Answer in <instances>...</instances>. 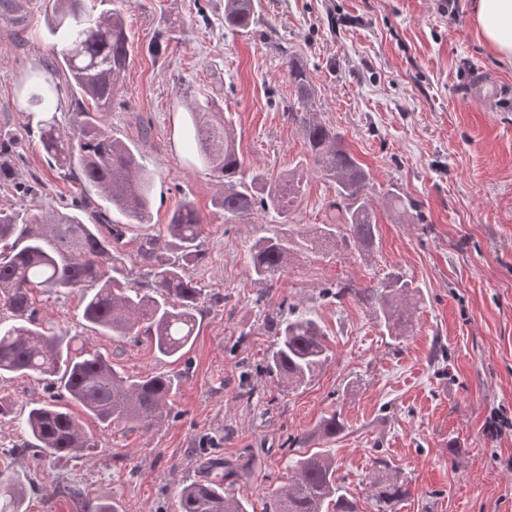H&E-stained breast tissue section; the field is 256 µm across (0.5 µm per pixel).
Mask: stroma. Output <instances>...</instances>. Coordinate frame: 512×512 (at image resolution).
<instances>
[{
	"label": "stroma",
	"instance_id": "obj_1",
	"mask_svg": "<svg viewBox=\"0 0 512 512\" xmlns=\"http://www.w3.org/2000/svg\"><path fill=\"white\" fill-rule=\"evenodd\" d=\"M15 2L0 0V132L20 159L13 181L0 185V207H67L85 187L49 169L41 111L18 98L62 46L45 22L50 0H25L21 14ZM254 2L246 33L225 29L224 0L115 2L132 61L105 121L156 180L151 223L126 224L121 249L137 260L143 238L158 234L184 200L203 219L204 260L192 274L208 301L184 356L161 359L146 344L95 334L80 319L79 293L34 291L43 318L121 371L177 376L171 414L148 430L105 429L69 403L97 448L82 459L47 460L13 454L24 435L0 418V469L23 486L25 512H79L72 485L117 512H173L179 487L206 473L199 448L215 447L225 462L248 466L237 492L248 512H264L289 453L331 455L346 494L360 502L381 454L409 480L400 512H512V63L483 44L471 0ZM162 27L168 47L150 52ZM292 57L312 78L319 120L370 174L378 239L368 252L351 243L296 253L279 280L266 282L247 256L272 218L257 211L228 223L213 207L224 182L197 159L187 105L210 97L219 110L201 112L200 122L231 118L244 172L302 174L292 228L330 223L335 190L287 115ZM34 177L42 192L16 190ZM392 191L418 203L422 223L398 222ZM395 275L419 288L413 325L400 336L357 297ZM341 283L353 295L325 297ZM292 304L316 318L332 351L295 391L261 369L269 322ZM495 411L511 426L492 438ZM333 412L344 429L321 437Z\"/></svg>",
	"mask_w": 512,
	"mask_h": 512
}]
</instances>
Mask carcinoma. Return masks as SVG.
Returning a JSON list of instances; mask_svg holds the SVG:
<instances>
[{
    "label": "carcinoma",
    "mask_w": 512,
    "mask_h": 512,
    "mask_svg": "<svg viewBox=\"0 0 512 512\" xmlns=\"http://www.w3.org/2000/svg\"><path fill=\"white\" fill-rule=\"evenodd\" d=\"M50 32L62 44L61 59L45 70L62 68L69 87L80 95L70 127L54 121L39 128V142L48 161L77 172L129 224L151 223L155 181L140 155L108 131L104 122L112 111L117 91L129 68L131 49L124 17L116 10L96 11L89 0H52ZM254 0H224V27L248 28ZM294 93L288 117L304 130L317 170L334 185L336 223L317 228L324 240L353 239L371 249L377 237L376 215L369 196L370 178L364 166L345 148L341 137L313 112L314 88L308 71L296 60L288 62ZM57 85L36 75L22 98L50 112ZM206 100L188 106L193 140L201 164L224 178V193L213 206L235 221L261 211L278 225L272 234L257 239L249 250V267L260 279L273 281L286 271L292 254L307 237L286 228L301 191L302 180L290 174L271 185L254 170L244 175L228 123L201 126L198 112L212 108ZM393 209L404 224H420L414 204L390 193ZM105 215L84 198L65 211L40 207L23 213L0 208V309L12 322L0 321V378L35 375L52 390L49 399L31 404L17 414L25 435L24 451L42 458L86 457L98 448L67 411L74 401L83 405L103 427L124 423L148 428L171 412L176 379L166 374L130 376L112 366L108 355L72 349V338L43 324L31 291L82 293L81 320L100 336L120 341L145 340L165 358L184 355L194 334L206 298L205 289L190 273L202 259L199 249L204 227L195 205L185 201L165 224L163 237H147L138 256L149 263L150 281L141 286L132 279L125 258L114 252L122 240V225L113 224L104 235ZM376 318L391 332L412 324L403 301L417 289L400 279L364 290ZM273 349L266 370L295 388L309 381L331 358L326 336L310 312L295 307L273 324ZM211 474L182 486L175 512H248L243 500L224 481L231 477L215 450ZM369 512H397L408 497V481L401 469L378 456L365 475ZM80 512H115L114 506L80 496ZM22 487L0 470V512H20ZM266 512H362L357 500L342 493L336 462L324 453L289 459L288 481L275 493Z\"/></svg>",
    "instance_id": "carcinoma-1"
}]
</instances>
